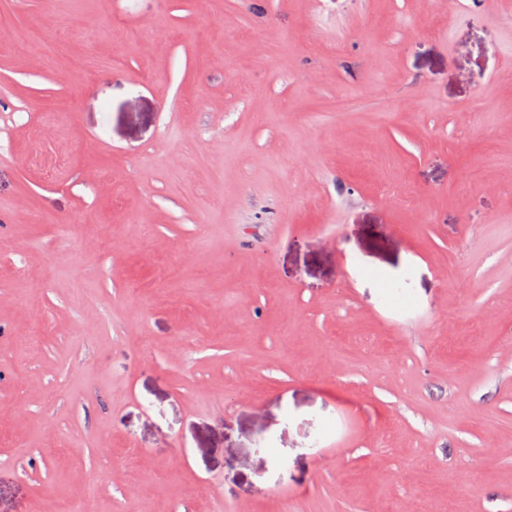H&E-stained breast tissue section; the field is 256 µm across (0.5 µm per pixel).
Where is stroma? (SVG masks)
<instances>
[{
  "label": "stroma",
  "mask_w": 512,
  "mask_h": 512,
  "mask_svg": "<svg viewBox=\"0 0 512 512\" xmlns=\"http://www.w3.org/2000/svg\"><path fill=\"white\" fill-rule=\"evenodd\" d=\"M0 42V512H512V0H0Z\"/></svg>",
  "instance_id": "obj_1"
}]
</instances>
